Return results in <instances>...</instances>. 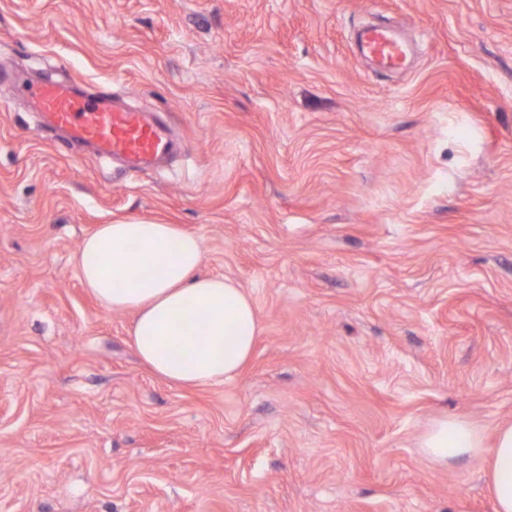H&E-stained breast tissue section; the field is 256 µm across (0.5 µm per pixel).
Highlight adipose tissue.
<instances>
[{
  "label": "adipose tissue",
  "instance_id": "1",
  "mask_svg": "<svg viewBox=\"0 0 512 512\" xmlns=\"http://www.w3.org/2000/svg\"><path fill=\"white\" fill-rule=\"evenodd\" d=\"M200 239L176 224H102L80 246L77 267L107 309L135 315L132 345L162 380L180 387L224 384L249 360L261 327L250 294L235 281L200 275ZM201 322L194 334L185 324ZM430 460L484 455L495 512H512V424L483 434L467 420L444 419L422 436Z\"/></svg>",
  "mask_w": 512,
  "mask_h": 512
}]
</instances>
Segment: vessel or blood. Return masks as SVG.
Returning <instances> with one entry per match:
<instances>
[{
  "label": "vessel or blood",
  "instance_id": "1",
  "mask_svg": "<svg viewBox=\"0 0 512 512\" xmlns=\"http://www.w3.org/2000/svg\"><path fill=\"white\" fill-rule=\"evenodd\" d=\"M364 55L387 69L403 68L407 45L382 27H370L359 34ZM11 94L30 100L47 126L93 145L105 160H124L136 172L175 148L168 128L152 114L122 109L104 97H93L77 87L54 82L34 84L19 79Z\"/></svg>",
  "mask_w": 512,
  "mask_h": 512
}]
</instances>
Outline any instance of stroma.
Here are the masks:
<instances>
[{"label":"stroma","mask_w":512,"mask_h":512,"mask_svg":"<svg viewBox=\"0 0 512 512\" xmlns=\"http://www.w3.org/2000/svg\"><path fill=\"white\" fill-rule=\"evenodd\" d=\"M368 23L411 69L353 50ZM71 83L181 144L131 173L3 82ZM201 239L262 333L220 386L158 378L74 257L97 225ZM512 424V0H0V512H494ZM420 448L434 462H447L448 457L483 455L484 435L467 420L444 419L433 424L422 436ZM485 462L495 512H512V424L495 430L494 445Z\"/></svg>","instance_id":"1"}]
</instances>
